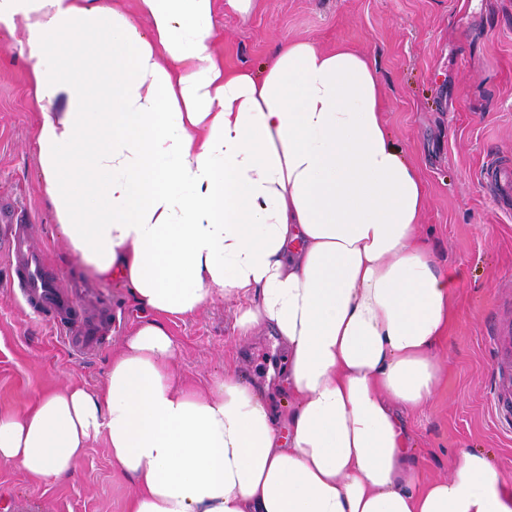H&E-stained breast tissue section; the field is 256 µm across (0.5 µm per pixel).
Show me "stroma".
<instances>
[{
    "label": "stroma",
    "mask_w": 512,
    "mask_h": 512,
    "mask_svg": "<svg viewBox=\"0 0 512 512\" xmlns=\"http://www.w3.org/2000/svg\"><path fill=\"white\" fill-rule=\"evenodd\" d=\"M214 9L212 49L226 68L260 74L282 45L297 41L347 46L378 68L387 131L425 183L419 233L438 263L458 272L448 332L435 349V393L397 412L413 466L421 483L434 482L469 450L512 481V434L498 428L488 400L489 333L512 299V214L481 179L489 160L512 157V0H259L246 16L215 0ZM32 65L23 34L0 36V198L23 209L61 287L85 289L78 314L108 341L73 353L60 330L7 287L9 260L0 254L1 415L69 380L102 388L113 355L144 319L121 280H102L70 256L43 187ZM166 326L180 345L177 370L196 389L233 372L276 406L288 402L279 375L285 345L266 328L240 336L234 302L215 298ZM135 491L116 473L102 436L89 443L76 474L61 480L37 479L0 460V512H127Z\"/></svg>",
    "instance_id": "obj_1"
}]
</instances>
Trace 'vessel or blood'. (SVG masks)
Instances as JSON below:
<instances>
[{
    "label": "vessel or blood",
    "instance_id": "vessel-or-blood-1",
    "mask_svg": "<svg viewBox=\"0 0 512 512\" xmlns=\"http://www.w3.org/2000/svg\"><path fill=\"white\" fill-rule=\"evenodd\" d=\"M489 190L498 197L512 198V163L492 159L482 171ZM0 250L5 251L26 307L65 330L74 350L92 342L89 329L73 316L72 296L63 290L46 254L32 243L28 224L11 202L0 201ZM494 376L492 397L500 422L512 425V321L492 330Z\"/></svg>",
    "mask_w": 512,
    "mask_h": 512
}]
</instances>
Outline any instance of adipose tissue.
Here are the masks:
<instances>
[{
	"instance_id": "obj_1",
	"label": "adipose tissue",
	"mask_w": 512,
	"mask_h": 512,
	"mask_svg": "<svg viewBox=\"0 0 512 512\" xmlns=\"http://www.w3.org/2000/svg\"><path fill=\"white\" fill-rule=\"evenodd\" d=\"M1 31L34 60L44 191L75 259L149 317L103 389L0 416V460L58 480L106 436L137 486L127 512H512L483 454L425 486L407 464L395 409L434 394L456 274L419 235L423 179L387 136L374 64L298 41L262 76L225 69L213 0H138L134 17L0 0ZM218 296L240 335L286 345L287 411L233 373L181 383L164 321Z\"/></svg>"
}]
</instances>
